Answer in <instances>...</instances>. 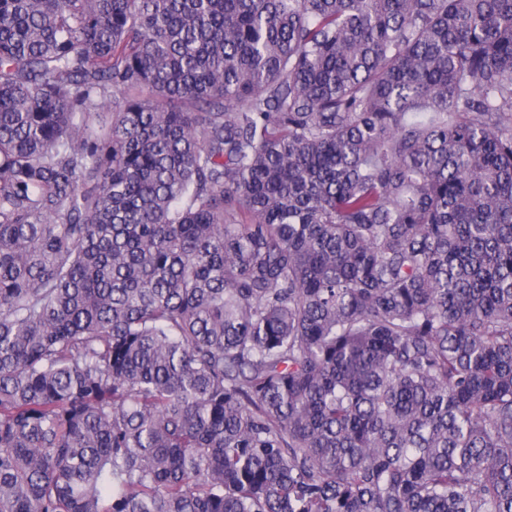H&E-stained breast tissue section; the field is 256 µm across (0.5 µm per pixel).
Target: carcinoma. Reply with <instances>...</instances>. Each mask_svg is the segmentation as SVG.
<instances>
[{"instance_id":"cac0c4a2","label":"carcinoma","mask_w":512,"mask_h":512,"mask_svg":"<svg viewBox=\"0 0 512 512\" xmlns=\"http://www.w3.org/2000/svg\"><path fill=\"white\" fill-rule=\"evenodd\" d=\"M0 512H512V0H0Z\"/></svg>"}]
</instances>
